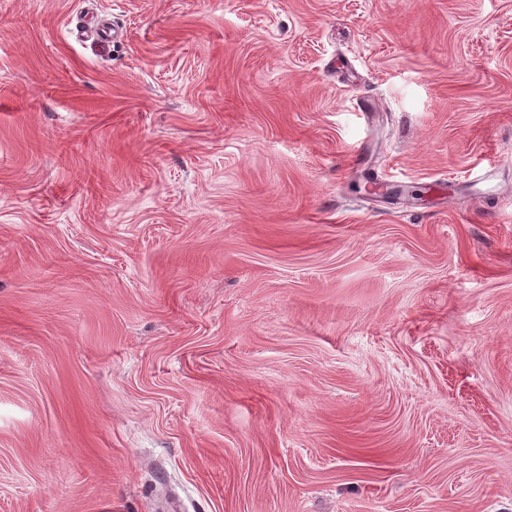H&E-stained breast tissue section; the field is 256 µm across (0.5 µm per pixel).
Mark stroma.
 I'll list each match as a JSON object with an SVG mask.
<instances>
[{"mask_svg": "<svg viewBox=\"0 0 512 512\" xmlns=\"http://www.w3.org/2000/svg\"><path fill=\"white\" fill-rule=\"evenodd\" d=\"M0 512H512V0H0Z\"/></svg>", "mask_w": 512, "mask_h": 512, "instance_id": "stroma-1", "label": "stroma"}]
</instances>
